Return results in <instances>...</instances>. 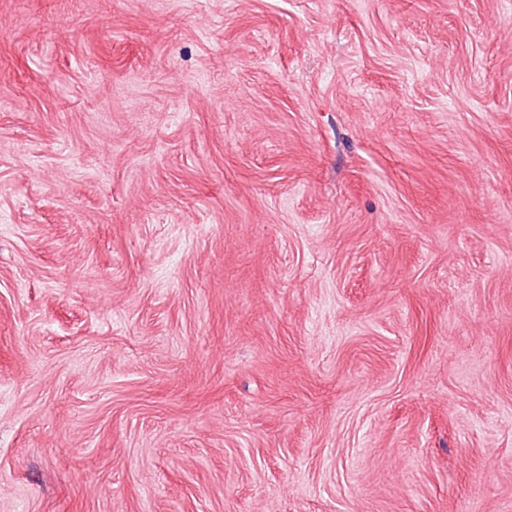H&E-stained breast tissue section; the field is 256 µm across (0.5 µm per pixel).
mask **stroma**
Returning <instances> with one entry per match:
<instances>
[{"label":"stroma","instance_id":"1","mask_svg":"<svg viewBox=\"0 0 512 512\" xmlns=\"http://www.w3.org/2000/svg\"><path fill=\"white\" fill-rule=\"evenodd\" d=\"M0 512H512V0H0Z\"/></svg>","mask_w":512,"mask_h":512}]
</instances>
